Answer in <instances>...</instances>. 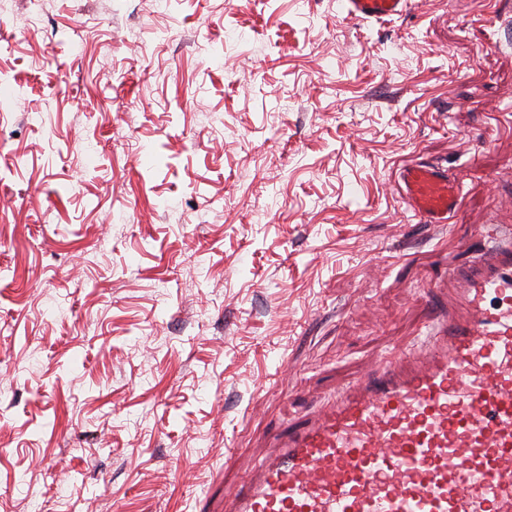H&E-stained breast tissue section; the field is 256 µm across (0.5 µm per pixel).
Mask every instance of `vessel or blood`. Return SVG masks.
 I'll return each mask as SVG.
<instances>
[{"label": "vessel or blood", "instance_id": "1", "mask_svg": "<svg viewBox=\"0 0 512 512\" xmlns=\"http://www.w3.org/2000/svg\"><path fill=\"white\" fill-rule=\"evenodd\" d=\"M382 22L412 0H343ZM424 224H444L461 188L424 161L400 172ZM413 353L391 351L352 386L274 434L226 512H512V226L449 275Z\"/></svg>", "mask_w": 512, "mask_h": 512}]
</instances>
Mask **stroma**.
<instances>
[{
  "instance_id": "35a3bbf8",
  "label": "stroma",
  "mask_w": 512,
  "mask_h": 512,
  "mask_svg": "<svg viewBox=\"0 0 512 512\" xmlns=\"http://www.w3.org/2000/svg\"><path fill=\"white\" fill-rule=\"evenodd\" d=\"M25 10L0 11V512H224L512 225V0ZM410 159L462 187L450 223L414 219ZM349 17L363 22H382L401 16L413 5L411 0H343Z\"/></svg>"
}]
</instances>
